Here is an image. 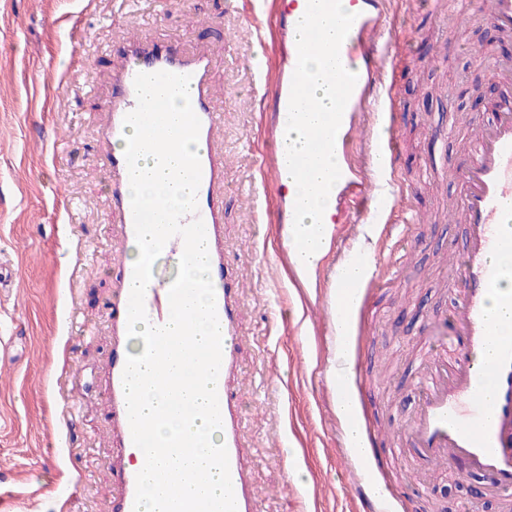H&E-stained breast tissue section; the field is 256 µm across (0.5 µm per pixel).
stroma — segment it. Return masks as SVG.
<instances>
[{"instance_id": "obj_1", "label": "stroma", "mask_w": 512, "mask_h": 512, "mask_svg": "<svg viewBox=\"0 0 512 512\" xmlns=\"http://www.w3.org/2000/svg\"><path fill=\"white\" fill-rule=\"evenodd\" d=\"M246 0H0V336L18 337L16 368L0 369V485H34L41 498L20 512H114L99 492L112 481V448L97 377L110 350L106 303L130 258L111 241L110 200L97 128L123 36L140 30L182 43L189 18L209 46L213 86L224 102V254L238 289L244 341L238 395L258 512H359L342 425L328 380L330 315L297 316L299 292L279 258L274 218L281 188L268 183L259 210L244 195L275 139L270 98L246 67L278 64L277 33L255 35ZM387 91L398 114L396 178L412 196L387 229L337 225L322 264L331 277L340 250L368 253L378 280L351 315L353 355L367 428L382 480L407 512H477L478 472L419 476L392 458L416 411L417 352L453 307L449 248L464 227L448 220L466 156L449 126L465 128L490 99L487 61L512 55L470 0H393ZM80 408L62 416L70 389ZM80 491L69 502L54 488Z\"/></svg>"}]
</instances>
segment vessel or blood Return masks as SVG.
Here are the masks:
<instances>
[{"mask_svg":"<svg viewBox=\"0 0 512 512\" xmlns=\"http://www.w3.org/2000/svg\"><path fill=\"white\" fill-rule=\"evenodd\" d=\"M355 13L343 36L327 41L319 26L332 12L335 0H277V27L282 51L273 76H260L258 90L272 93L276 125H288L312 103L310 88L326 84L335 103L316 123L303 127V147L276 139L258 165V181L285 182L311 176L318 158L331 153L339 168L332 172L341 209L355 220L377 221L393 211L406 193L390 183L379 188L374 174L395 169L400 152L397 136H389L372 157L371 167L359 165L354 153L364 144L366 116L378 107L377 91L387 76L391 47L386 39L390 22L387 0H351ZM487 20L501 35H512V0H488ZM320 55V76L308 75L305 60ZM214 58L209 51L178 49L168 42L130 36L122 41L111 69L112 90L101 110L98 127L103 166L108 178V222L121 242L135 239L129 181L139 162L159 143L168 141L170 125L165 99H150L155 84L169 93L186 94L189 107L182 131L200 145L201 182L197 214L207 238L210 268L224 269V151L219 145L222 113L212 87ZM496 99L489 115L473 119V146L460 179L457 214L465 227V244L458 256L461 289L445 337L426 341L423 371L418 381L419 405L406 426L399 455L426 467H448L459 473L478 471L490 479L505 512H512V294L499 298L500 315H492L488 298L494 285L512 276L496 265L497 256L512 251V61L500 60L493 70ZM145 132L129 139L132 126ZM303 201L291 192L280 197L277 221L296 223ZM306 311L322 305L311 289L329 286L336 311L350 312L364 298L372 275L346 281L334 277L324 284L319 268H296ZM175 276L153 268L145 293L149 322L165 325L169 319L168 292ZM132 266H122L119 287L108 305L107 331L111 354L101 376L103 403L108 416V441L116 453L117 483L107 495L119 500L121 512H144L143 469L130 464L134 447L123 388L128 349V303ZM216 311L222 334V362L216 389L222 418L221 435L227 448L237 512H256L251 472L247 466L246 438L240 403L230 390L240 371V304L236 289L219 285ZM349 332L333 337L338 357L331 384L336 399L353 395ZM358 497L364 512H392L394 493L378 477L376 465H362L357 477Z\"/></svg>","mask_w":512,"mask_h":512,"instance_id":"1","label":"vessel or blood"}]
</instances>
